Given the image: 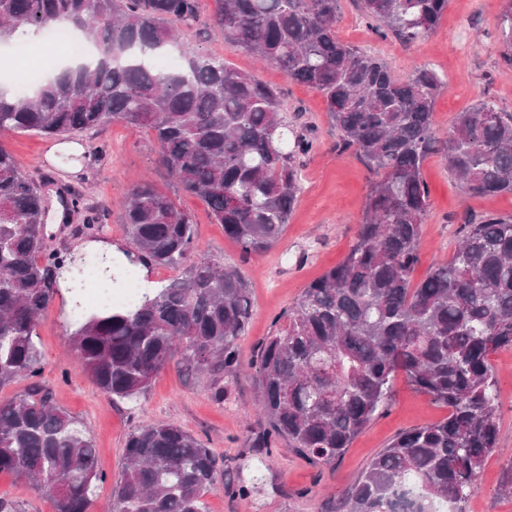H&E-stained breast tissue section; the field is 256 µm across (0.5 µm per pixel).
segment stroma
I'll list each match as a JSON object with an SVG mask.
<instances>
[{
	"instance_id": "1",
	"label": "stroma",
	"mask_w": 512,
	"mask_h": 512,
	"mask_svg": "<svg viewBox=\"0 0 512 512\" xmlns=\"http://www.w3.org/2000/svg\"><path fill=\"white\" fill-rule=\"evenodd\" d=\"M194 23L181 26L182 42L203 55L223 57L235 70L248 71L276 88L284 114L294 127L311 129L316 147L302 163L304 189L280 238L265 253L244 257L239 245L213 223L207 206L179 192L157 164L158 146L150 132L114 122L74 136L48 138L28 132H0L20 170L41 181L46 198L44 222L49 244L68 260L86 265L97 259L98 248L124 250L132 244L120 219V204L132 186L148 183L168 194L190 212L196 223V248L191 261L201 259L237 268L245 277L253 302L249 324L238 341L240 371L224 380V401L216 403L206 382L167 369L152 381L138 405L110 402L92 382L79 361L69 354L70 312L57 296L37 332L43 351L41 381L55 404L77 418L96 449L106 479L97 492L93 512H112V487L123 467V448L135 426L171 422L204 440L219 459L223 489L206 495L209 512H339L343 498L370 461L400 433L443 419L447 411L414 391L404 377L393 382L389 405L353 440L336 464L326 466L278 440L274 448H255L249 437L264 428L254 409L251 365L262 339L277 316L292 306L303 289L339 264L355 241L370 187L366 168L353 156L337 155L338 133L323 98L288 78L277 66L265 67L241 50L229 48L213 27V0H201ZM506 0H449L437 28L425 39L407 45L380 35L361 12L358 0H340L336 26L341 40L385 59L403 78L428 68L447 77L436 100L434 119L439 137H446L457 113L480 101L512 112V66L504 63L500 36ZM76 151H69V144ZM424 177L430 188V213L422 228L423 247L416 278L447 260L471 213L512 214V195L464 196L441 157H431ZM84 194L95 206L104 228L97 238L78 234L84 217H62L60 187ZM500 392V453L492 455L475 478V495L466 512H512V500L498 487L508 453L512 452V350L492 358ZM0 493L21 512H55L52 498L26 480L0 473Z\"/></svg>"
}]
</instances>
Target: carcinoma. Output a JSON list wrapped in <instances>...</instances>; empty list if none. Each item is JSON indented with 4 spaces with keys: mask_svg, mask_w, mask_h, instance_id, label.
<instances>
[{
    "mask_svg": "<svg viewBox=\"0 0 512 512\" xmlns=\"http://www.w3.org/2000/svg\"><path fill=\"white\" fill-rule=\"evenodd\" d=\"M213 25L234 50L279 67L325 100L339 131L336 152L373 176L356 240L343 261L310 283L259 347L257 405L268 427L259 447L285 438L302 455L334 464L391 398L404 374L448 408L444 419L397 436L364 469L342 512H465L473 478L498 451L499 392L492 356L512 350V215L471 214L451 257L416 282L429 214L426 160L442 157L473 196L512 195V113L482 102L460 112L445 138L434 108L446 79L435 70L398 78L379 56L336 34L340 0H213ZM363 15L405 43L431 33L448 0H359ZM199 0H0V43L58 25L96 51L81 64L0 86V132L75 135L113 122L148 129L157 162L179 189L202 200L246 257L282 235L302 191L299 158L313 142L295 133L278 92L224 59L184 46L176 24L196 19ZM503 60L512 63V0L502 19ZM175 50L183 62L160 69ZM66 212L87 208L59 192ZM42 185L0 143V472L34 482L56 512H91L104 480L80 422L41 383L37 326L59 293L66 256L47 245ZM122 223L139 264L179 267L194 247L192 215L148 184L129 193ZM74 312L71 350L98 389L132 403L162 370L209 381L224 401V375L251 314L246 281L202 260L123 306ZM115 512H206L224 486L206 443L174 423L136 426Z\"/></svg>",
    "mask_w": 512,
    "mask_h": 512,
    "instance_id": "cac0c4a2",
    "label": "carcinoma"
}]
</instances>
